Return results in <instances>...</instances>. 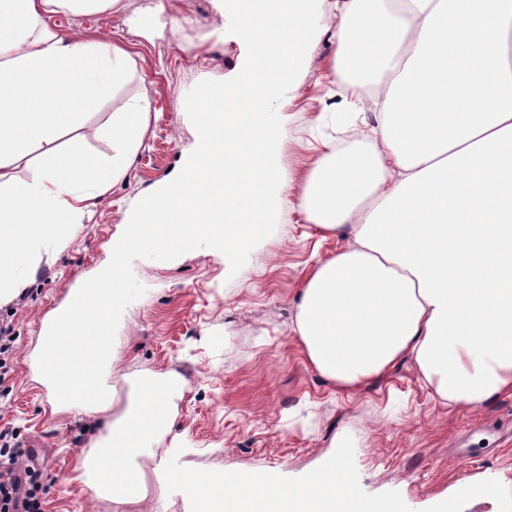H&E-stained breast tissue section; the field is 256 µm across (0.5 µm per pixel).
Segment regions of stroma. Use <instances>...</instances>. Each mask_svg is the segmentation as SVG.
Here are the masks:
<instances>
[{
	"instance_id": "stroma-1",
	"label": "stroma",
	"mask_w": 512,
	"mask_h": 512,
	"mask_svg": "<svg viewBox=\"0 0 512 512\" xmlns=\"http://www.w3.org/2000/svg\"><path fill=\"white\" fill-rule=\"evenodd\" d=\"M51 22L86 42L116 38L133 59V80L86 118V154L111 155L108 122L127 103L147 97L151 115L129 180L77 225L68 248L44 250L26 299L11 303L16 341L12 372L0 383V429L13 430L42 466L43 512H112L76 480V469L99 423L120 418L139 384L167 376L179 382L181 396L174 425L157 445L178 449L187 468L300 477L348 435L361 488L398 491L412 512L450 497L465 480L493 478L512 488V394L480 409H451L408 361L349 393L305 360L291 330L296 290L348 239L322 235L288 204L235 276H225L223 254L207 247L171 261L135 260L146 292L125 308L117 330L111 409H54L52 390L37 382L32 366L44 325L72 288L111 264L134 198L181 172L197 143L199 88L232 79L244 48L225 28L217 0H123L116 14L61 11ZM335 53L329 36L316 35L293 98L277 103L287 117L284 174L309 160L308 141L332 136L345 102L357 98L336 83Z\"/></svg>"
}]
</instances>
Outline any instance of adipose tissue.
<instances>
[{"mask_svg": "<svg viewBox=\"0 0 512 512\" xmlns=\"http://www.w3.org/2000/svg\"><path fill=\"white\" fill-rule=\"evenodd\" d=\"M244 53L228 83L204 86L231 111L197 113L198 151L183 173L139 197L113 263L144 239L180 247L209 238L235 272L293 185L306 223L353 245L308 272L292 332L324 378L357 389L411 361L445 404L470 409L512 392V0H230ZM121 11V0H0V305L27 287L41 248L62 249L76 224L128 180L149 124L141 97L112 115V154L62 151L65 133L131 77L120 43L89 44L47 20L56 9ZM336 39L338 85L374 101L346 146L324 141L298 173L279 176L287 139L276 103L295 89L316 31ZM224 152L198 174L213 138ZM30 180L16 170L31 150ZM211 197L224 221L176 223ZM173 380L143 384L84 455L80 480L113 512L147 500L139 457L173 425Z\"/></svg>", "mask_w": 512, "mask_h": 512, "instance_id": "1", "label": "adipose tissue"}]
</instances>
